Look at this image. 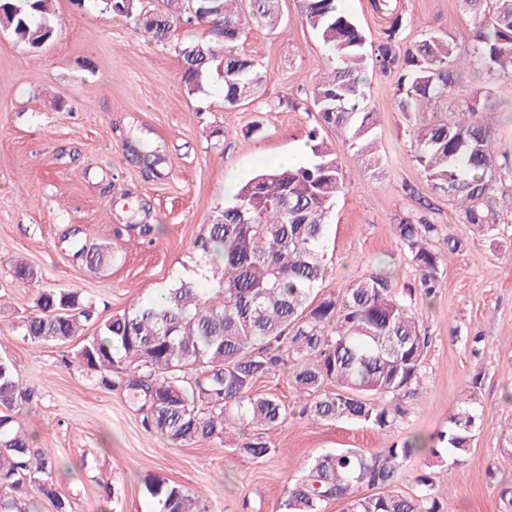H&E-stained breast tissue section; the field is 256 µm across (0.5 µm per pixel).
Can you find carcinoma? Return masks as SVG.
<instances>
[{
  "label": "carcinoma",
  "mask_w": 512,
  "mask_h": 512,
  "mask_svg": "<svg viewBox=\"0 0 512 512\" xmlns=\"http://www.w3.org/2000/svg\"><path fill=\"white\" fill-rule=\"evenodd\" d=\"M51 0H0V28L30 46L54 38ZM103 12L132 18L159 46H171L182 64L189 93L201 91L213 68L224 63V105L251 99L266 82L256 61L236 48L249 18L269 29L281 22L279 0H162L144 10L141 0H94ZM386 20L383 36L367 44L354 19L336 0H301L303 18L327 48L328 66L310 101L321 127L341 135L372 167L381 164L374 115L367 105L365 71L398 74L402 112H422L456 92L458 66L482 71L494 82H512V0H492L475 12L471 45L460 50L445 35L431 33L412 45L402 42L404 15L395 0H372ZM208 28L209 39L175 37L181 22ZM468 103L459 120L429 121L413 132L415 159L432 188L456 202L459 218L486 237L500 233V187L512 182V149L496 143L493 128L470 119ZM310 157L256 173L233 199L203 225L193 242L204 264L212 265L219 291L206 297L190 279H181L159 298L114 314L86 336L73 362L105 390L129 393L141 426L169 445L219 438L239 427L254 431L235 451L252 459L270 454L259 432L281 425L289 407L256 383L283 375L304 397L300 415L315 421L352 420L378 431L391 429L396 401L420 382L430 342L415 309L413 291L400 293L392 280L371 272L336 294H315L325 277V233L336 196L345 188L336 150L314 128ZM434 225L406 218L395 225L400 250L419 273L420 295L430 299L442 276L445 253L459 250L450 235L446 250L429 244ZM73 230V256L99 266ZM14 278L39 281L38 272L19 261ZM93 318L92 306L64 288L38 291L35 313L22 328L35 344L67 345ZM12 364L0 358V512H33L28 493L39 490L55 512L70 503L55 490L57 459L30 445L16 430V409L31 400ZM481 415L474 398L450 416L447 446L433 448L457 463L470 452ZM424 448L414 438L379 452H327L313 459L306 475L288 490V512H325L333 501L344 512H444L432 478L417 476L418 491L393 490L403 462ZM377 488L368 494L362 488ZM159 512H209L198 495L155 478L145 483Z\"/></svg>",
  "instance_id": "cac0c4a2"
}]
</instances>
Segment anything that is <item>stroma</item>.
Returning a JSON list of instances; mask_svg holds the SVG:
<instances>
[{"label": "stroma", "mask_w": 512, "mask_h": 512, "mask_svg": "<svg viewBox=\"0 0 512 512\" xmlns=\"http://www.w3.org/2000/svg\"><path fill=\"white\" fill-rule=\"evenodd\" d=\"M405 43L437 31L462 42L474 14L463 0H400ZM56 35L32 50L0 30V357L10 361L31 403L18 420L34 447L68 465L55 478L71 512H156L146 476L202 495L210 512H285L288 487L310 462L336 448L376 452L413 436L438 438L458 402L475 396L483 415L471 455L456 463L422 454L404 463L397 490L414 492L428 473L445 512H501L499 492L512 484V209L499 207L503 234L489 239L459 223L447 197L436 194L416 162L410 131L421 112L402 113L396 75L367 71L382 165L372 170L337 143L346 189L327 227V275L320 294L388 269L397 288H415L419 274L398 254L394 227L427 216L436 245L458 237L432 299L416 307L431 341L424 375L397 402L392 429L362 423L311 421L285 378L256 384L288 404L280 427L265 431L272 452L236 454L241 431L185 447L147 433L121 390L107 391L78 366L71 347L34 345L16 328L34 311L38 288L12 276L17 259L39 273L40 286L80 292L97 320L155 300L199 262L192 250L203 224L229 202L227 168L247 180L259 170L254 152L291 154L319 124L310 93L328 52L305 24L300 0H280L274 31L249 22L239 48L261 64L267 83L254 101L224 104L222 72L202 93H187L181 62L141 36L132 19L95 8L91 0H55ZM476 101L502 136L512 135V85L490 83L474 69L460 73L458 93L437 110L457 120ZM149 148L163 162L146 176L136 153ZM153 228L151 235L141 225ZM110 256L91 267L74 260L73 229Z\"/></svg>", "instance_id": "obj_1"}]
</instances>
